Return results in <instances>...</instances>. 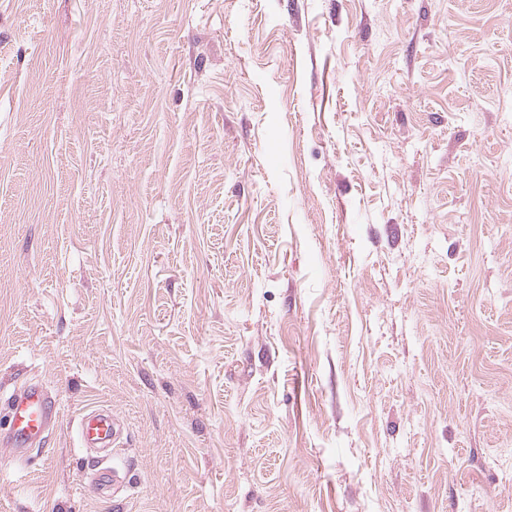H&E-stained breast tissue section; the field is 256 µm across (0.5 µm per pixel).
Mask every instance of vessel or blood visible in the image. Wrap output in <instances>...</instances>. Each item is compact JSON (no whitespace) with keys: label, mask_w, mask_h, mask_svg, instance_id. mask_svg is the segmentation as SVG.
I'll return each instance as SVG.
<instances>
[{"label":"vessel or blood","mask_w":512,"mask_h":512,"mask_svg":"<svg viewBox=\"0 0 512 512\" xmlns=\"http://www.w3.org/2000/svg\"><path fill=\"white\" fill-rule=\"evenodd\" d=\"M10 430L6 442L12 453L24 457L42 442L49 427L59 420L54 399L38 385L13 391L5 401ZM80 441L87 448H104L121 438V430L111 414L97 410L82 415L78 422Z\"/></svg>","instance_id":"b4317fda"}]
</instances>
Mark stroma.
<instances>
[{"label": "stroma", "mask_w": 512, "mask_h": 512, "mask_svg": "<svg viewBox=\"0 0 512 512\" xmlns=\"http://www.w3.org/2000/svg\"><path fill=\"white\" fill-rule=\"evenodd\" d=\"M27 384L0 512H512V0H0ZM10 430L5 443L16 457H24L41 443L49 427L59 421L54 399L39 385L13 391L5 401ZM81 444L85 448L115 446L121 438V430L112 415L97 410L82 415L78 422Z\"/></svg>", "instance_id": "35a3bbf8"}]
</instances>
